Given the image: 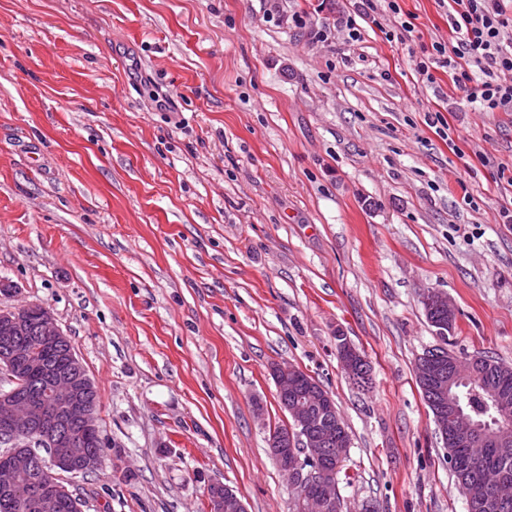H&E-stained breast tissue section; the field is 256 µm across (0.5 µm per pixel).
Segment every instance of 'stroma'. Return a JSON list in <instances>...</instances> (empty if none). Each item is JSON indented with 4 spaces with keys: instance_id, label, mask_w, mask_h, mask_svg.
Masks as SVG:
<instances>
[{
    "instance_id": "stroma-1",
    "label": "stroma",
    "mask_w": 512,
    "mask_h": 512,
    "mask_svg": "<svg viewBox=\"0 0 512 512\" xmlns=\"http://www.w3.org/2000/svg\"><path fill=\"white\" fill-rule=\"evenodd\" d=\"M357 3L0 0V280L97 388L102 466L63 477L82 512H209L213 480L288 512L278 362L336 403L349 512H467L415 362L433 290L449 350L512 365V112L417 74L449 36L439 0H399L408 45L389 14L349 42ZM376 2H383L385 11L391 13L394 19L393 29L388 31L384 30L383 32L386 36V40L392 42L396 39L401 44H406V42L412 41L413 36L411 33L414 32V27L411 22L402 18V10L398 1L380 0ZM424 305L426 309L430 308L438 313L441 321L435 324L433 330L435 336H447L448 328L453 323L455 318V309L453 305L448 301V296L428 292L424 297ZM454 325V323H453ZM344 337V336H339ZM345 338V337H344ZM340 340L337 336L336 342ZM337 344L341 347L342 351H337V358L340 363L341 368L344 370L345 374L354 380H357L359 376H370V372L366 373V369L361 367V362H367V360L359 354V352L347 341L337 342Z\"/></svg>"
}]
</instances>
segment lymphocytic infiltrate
I'll return each mask as SVG.
<instances>
[{"label":"lymphocytic infiltrate","mask_w":512,"mask_h":512,"mask_svg":"<svg viewBox=\"0 0 512 512\" xmlns=\"http://www.w3.org/2000/svg\"><path fill=\"white\" fill-rule=\"evenodd\" d=\"M506 0H448L451 36L435 43L434 53L415 61L416 71L433 81V66L447 68L453 87L464 93L468 103L482 112H512V16ZM392 14V30L387 41H411L414 28L403 19L398 0H361L357 16L348 17L345 26L351 40L361 37L360 22H375L378 7Z\"/></svg>","instance_id":"1"}]
</instances>
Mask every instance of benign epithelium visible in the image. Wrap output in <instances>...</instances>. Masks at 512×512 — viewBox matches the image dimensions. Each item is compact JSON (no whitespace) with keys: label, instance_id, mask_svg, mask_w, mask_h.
<instances>
[{"label":"benign epithelium","instance_id":"benign-epithelium-1","mask_svg":"<svg viewBox=\"0 0 512 512\" xmlns=\"http://www.w3.org/2000/svg\"><path fill=\"white\" fill-rule=\"evenodd\" d=\"M424 305L441 318L434 335H448L455 318L448 297L429 292ZM337 358L350 379L366 375L361 367L365 358L348 341L341 342ZM474 366L453 359L451 366L436 363L427 372L439 395L436 427L451 430L458 446L451 462L469 467L481 464L490 448L512 446L504 431L512 423L511 396L496 393L490 419L482 422L464 413L461 397L454 393V384L467 385L476 378ZM0 369L10 383L0 391V499L21 502L26 512H59L64 499L57 474H87L101 464L100 456L83 451L89 439L100 438L94 382L50 307L39 303L0 309ZM299 372L288 363L271 368L278 396L296 395ZM285 410L294 426L269 441L282 460L280 471L301 508L316 504L322 512H342L336 480L318 467L328 436L316 413H335V401L325 393L315 408L294 401ZM37 468L46 476L32 481ZM492 498L498 506L512 503V481L502 480ZM242 507L233 491L209 501L210 512H241Z\"/></svg>","mask_w":512,"mask_h":512}]
</instances>
